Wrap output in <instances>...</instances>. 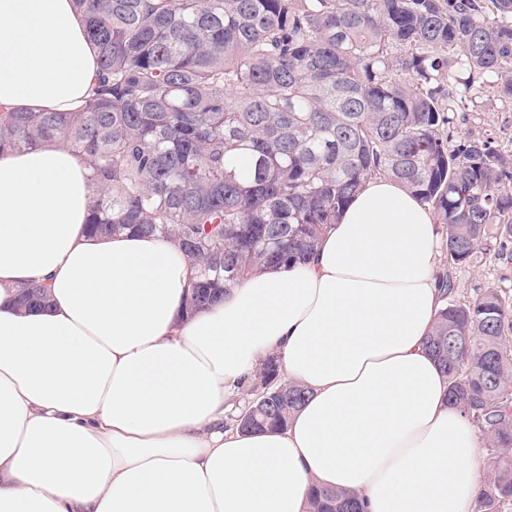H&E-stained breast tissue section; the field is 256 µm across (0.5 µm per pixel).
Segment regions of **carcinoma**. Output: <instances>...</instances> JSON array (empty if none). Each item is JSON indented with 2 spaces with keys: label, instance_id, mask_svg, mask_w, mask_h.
<instances>
[{
  "label": "carcinoma",
  "instance_id": "cac0c4a2",
  "mask_svg": "<svg viewBox=\"0 0 512 512\" xmlns=\"http://www.w3.org/2000/svg\"><path fill=\"white\" fill-rule=\"evenodd\" d=\"M99 78L76 112H0V153L57 141L84 153L92 235L174 241L195 269L189 317L258 269L309 260L372 178L445 228L444 307L426 340L449 401L490 458L476 512L512 505V300L454 299L451 270L512 240V150L458 135L471 82L512 103V0H74ZM276 357L232 419L284 428L308 391ZM314 488L309 512H362Z\"/></svg>",
  "mask_w": 512,
  "mask_h": 512
}]
</instances>
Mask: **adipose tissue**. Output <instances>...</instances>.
<instances>
[{"instance_id":"1","label":"adipose tissue","mask_w":512,"mask_h":512,"mask_svg":"<svg viewBox=\"0 0 512 512\" xmlns=\"http://www.w3.org/2000/svg\"><path fill=\"white\" fill-rule=\"evenodd\" d=\"M73 0H0V106L79 109L97 50ZM90 171L46 143L0 154V512H470L480 445L425 349L437 226L375 178L312 258L184 317L170 242L91 236ZM48 307L20 311L18 288ZM310 396L285 430L225 428L269 354ZM363 505L354 494L326 488H313L309 512H362Z\"/></svg>"}]
</instances>
